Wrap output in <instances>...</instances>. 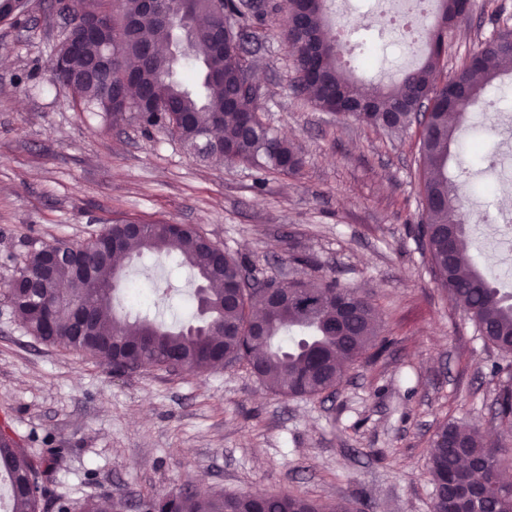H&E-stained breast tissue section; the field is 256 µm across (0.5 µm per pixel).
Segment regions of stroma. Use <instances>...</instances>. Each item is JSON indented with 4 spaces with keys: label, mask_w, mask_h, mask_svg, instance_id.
Returning <instances> with one entry per match:
<instances>
[{
    "label": "stroma",
    "mask_w": 512,
    "mask_h": 512,
    "mask_svg": "<svg viewBox=\"0 0 512 512\" xmlns=\"http://www.w3.org/2000/svg\"><path fill=\"white\" fill-rule=\"evenodd\" d=\"M246 56L265 123L299 149L298 176L204 163L134 113L73 108L50 59L65 21L54 0H30L0 23V282L34 251L83 243L126 221L186 224L237 254L263 281L337 279L379 312L380 355L356 363L318 398L268 390L239 362L204 373L147 369L115 375L82 354L37 342L0 292V423L29 454L60 457L50 498L81 512L90 497L140 498L187 488L261 490L343 501L350 512H434L429 457L436 431L467 422L501 449L512 476V423L497 414L512 387V356L485 345L439 288L414 227L422 212L415 131L388 132L316 109L292 88L283 0H262ZM352 52L377 62L358 79H388L402 62L367 0H346ZM512 0H473L443 61L451 72L499 27ZM512 205L495 184L472 195L466 224L483 274L512 293V254L494 251L489 212ZM126 281L163 287L150 314L169 325L190 314L193 276L172 258L143 255Z\"/></svg>",
    "instance_id": "obj_1"
}]
</instances>
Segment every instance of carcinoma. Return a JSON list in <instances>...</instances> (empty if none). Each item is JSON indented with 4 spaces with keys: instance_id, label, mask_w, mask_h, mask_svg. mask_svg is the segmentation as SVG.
Instances as JSON below:
<instances>
[{
    "instance_id": "1",
    "label": "carcinoma",
    "mask_w": 512,
    "mask_h": 512,
    "mask_svg": "<svg viewBox=\"0 0 512 512\" xmlns=\"http://www.w3.org/2000/svg\"><path fill=\"white\" fill-rule=\"evenodd\" d=\"M79 6L113 14L119 4L122 29L137 20L134 35L120 47L122 59H135L134 96L145 107L137 118L146 128L167 129L193 154L227 164L248 165L262 173L296 175L303 168L298 149L273 132L260 116L259 104L243 97L237 108L225 98L246 71L242 53L216 47L212 28L217 19L212 0H194L200 26L192 48L187 76L167 56L142 52L144 45L168 42L177 16L161 21L142 12L141 0H73ZM329 0H287L286 13L295 18L282 29L295 63V80L315 105L345 114L362 102L372 107L355 115L360 122L387 131L419 127L423 167L424 210L418 227L440 287L462 303L482 340L512 354V296L504 295L479 270L469 253L464 221V198L450 173L451 146L456 128L493 86L512 69V28L503 27L484 42L460 68L436 84L435 70L448 51V37L468 12L456 0H438L436 25L426 29L427 53L416 66L402 70L388 83L360 81L336 66L339 43L326 37ZM224 13L234 18L235 39L248 41L249 10L241 0H222ZM74 103L87 112L107 111L97 85L73 89ZM434 97L428 116L416 122L415 100ZM205 236L189 225L147 223L141 235L125 236L123 256H174L188 267L205 292L193 294V319L168 327L144 315L130 317L114 309L115 290L104 287L110 273L97 267L103 287L89 293L77 309L64 307L53 314L45 307L68 280L71 271H44L43 252L30 255L21 276H39L42 288L32 296L24 281L5 289L27 332L38 341L82 353L115 373L172 366L203 373L226 360L245 362L269 388L289 397H319L336 389L350 365L377 346L378 312L374 304L336 279L301 281L288 295L272 300L258 281L238 293L234 285L241 262L223 251L224 268L205 258ZM79 264L96 263L93 242L68 246ZM220 288H215V285ZM499 449L475 428L463 423L443 425L435 433L430 472L436 501L434 512H512V482L502 480ZM55 458H35L14 437L0 434V470L10 479L12 512H40L47 477ZM146 512H321L312 500L262 491L200 496L187 489L148 496Z\"/></svg>"
}]
</instances>
